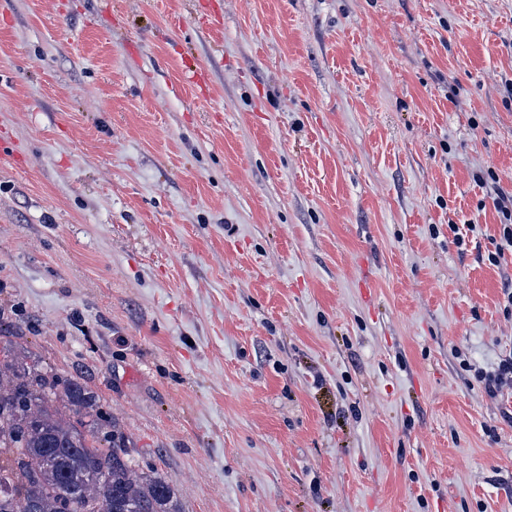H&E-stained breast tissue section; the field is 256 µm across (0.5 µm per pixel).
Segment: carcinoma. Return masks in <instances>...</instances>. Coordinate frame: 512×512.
<instances>
[{
  "mask_svg": "<svg viewBox=\"0 0 512 512\" xmlns=\"http://www.w3.org/2000/svg\"><path fill=\"white\" fill-rule=\"evenodd\" d=\"M55 395L63 408L49 406ZM97 407L88 386L53 380L19 359L0 361V512H179L156 473L134 471L112 421V447L85 434L81 412Z\"/></svg>",
  "mask_w": 512,
  "mask_h": 512,
  "instance_id": "carcinoma-1",
  "label": "carcinoma"
}]
</instances>
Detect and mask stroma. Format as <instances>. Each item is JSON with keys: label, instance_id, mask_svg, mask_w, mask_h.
I'll return each instance as SVG.
<instances>
[{"label": "stroma", "instance_id": "1", "mask_svg": "<svg viewBox=\"0 0 512 512\" xmlns=\"http://www.w3.org/2000/svg\"><path fill=\"white\" fill-rule=\"evenodd\" d=\"M0 133V348L181 512H512V0H0ZM489 178L495 184L494 192L496 197L494 198V206L503 218V222L501 220L500 223L502 231L497 253V255H503L505 250L512 251V193L509 194L497 185L498 181L492 172L489 174ZM508 221L510 222L508 223ZM478 378L490 394L497 395L504 386L512 385V357L501 360L494 371L478 372Z\"/></svg>", "mask_w": 512, "mask_h": 512}]
</instances>
